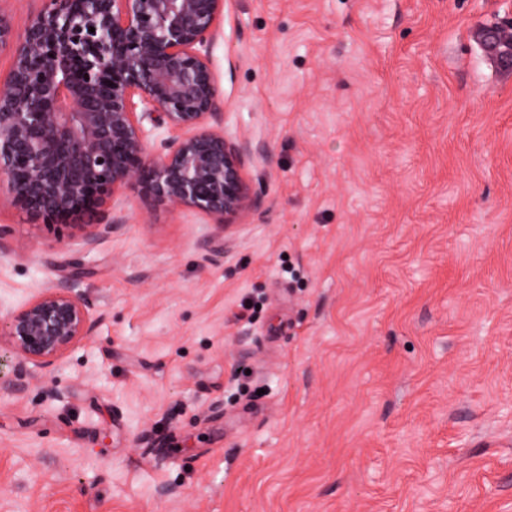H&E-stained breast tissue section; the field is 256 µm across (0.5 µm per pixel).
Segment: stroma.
I'll use <instances>...</instances> for the list:
<instances>
[{
	"mask_svg": "<svg viewBox=\"0 0 512 512\" xmlns=\"http://www.w3.org/2000/svg\"><path fill=\"white\" fill-rule=\"evenodd\" d=\"M512 0H226L208 50L259 199L222 229L117 191L86 247L0 205V512H512ZM498 29H502L504 32L503 37V44L502 41L499 38V35L497 34V29L495 27H489L484 31V35L482 37V44L486 48L488 52H490L492 55L496 57L499 64L502 67L511 69L512 68V50L511 49H503L502 47L506 48L509 45H511L512 48V34L510 35V38L507 37L505 34V28L506 26H498ZM96 326L91 304L75 288H44L21 307L0 315V347L6 344L18 374L30 365H54Z\"/></svg>",
	"mask_w": 512,
	"mask_h": 512,
	"instance_id": "obj_1",
	"label": "stroma"
}]
</instances>
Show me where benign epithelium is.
I'll return each mask as SVG.
<instances>
[{
	"mask_svg": "<svg viewBox=\"0 0 512 512\" xmlns=\"http://www.w3.org/2000/svg\"><path fill=\"white\" fill-rule=\"evenodd\" d=\"M43 2L20 38L0 13V53L12 57L0 85V198L55 229L103 210L125 188L203 213L225 230L258 205L242 174L244 148L224 136L219 89L202 53L224 0ZM482 44L512 68L496 28ZM146 119L179 132L155 158ZM115 227L76 225L87 246ZM95 326L75 288H44L0 315V344L25 374L54 365Z\"/></svg>",
	"mask_w": 512,
	"mask_h": 512,
	"instance_id": "benign-epithelium-1",
	"label": "benign epithelium"
}]
</instances>
